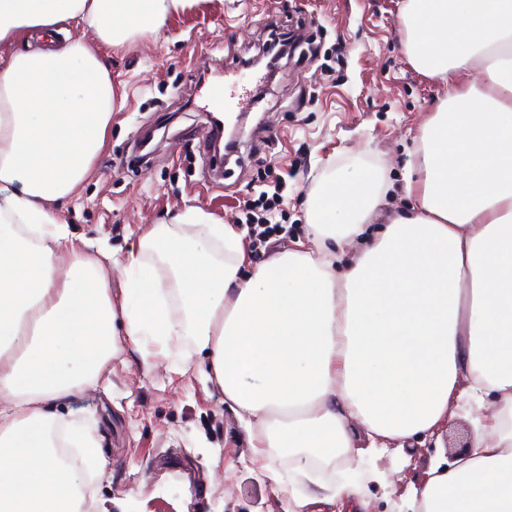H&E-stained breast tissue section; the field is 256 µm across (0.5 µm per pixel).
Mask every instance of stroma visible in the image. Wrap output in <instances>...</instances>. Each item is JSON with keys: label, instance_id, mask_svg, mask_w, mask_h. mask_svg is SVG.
Instances as JSON below:
<instances>
[{"label": "stroma", "instance_id": "stroma-1", "mask_svg": "<svg viewBox=\"0 0 512 512\" xmlns=\"http://www.w3.org/2000/svg\"><path fill=\"white\" fill-rule=\"evenodd\" d=\"M402 0H201L159 33L103 48L124 105L112 114L105 148L79 196L63 206L76 242L111 258L119 284L126 257L145 227L199 207L244 226L245 201L283 180V229L252 264L311 237L307 202L334 174L355 168L387 189V206L360 239L345 245L348 263L407 209L405 165L441 86L408 63L400 24ZM301 32V47L255 91L243 112L236 151L223 173L210 168L215 134L204 108L208 87L225 71L249 72L270 25ZM276 130L268 139L266 129ZM191 344L173 337L170 354L144 370L140 354L120 343L106 370L75 400L54 408L56 427L81 426L99 443L90 467V512H286L299 476L273 483L250 460L237 415L224 403L207 363L179 355ZM479 407L458 400L434 436L365 453L356 477L324 472L331 483L353 479L369 512H403L414 485L438 453L452 458L451 434L470 432Z\"/></svg>", "mask_w": 512, "mask_h": 512}]
</instances>
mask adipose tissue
Here are the masks:
<instances>
[{
    "label": "adipose tissue",
    "instance_id": "ef3b65f1",
    "mask_svg": "<svg viewBox=\"0 0 512 512\" xmlns=\"http://www.w3.org/2000/svg\"><path fill=\"white\" fill-rule=\"evenodd\" d=\"M199 0H0V512H80L56 455L53 407L95 380L127 339L143 367L188 336L242 422L253 462L287 449L305 477L290 512L355 494L314 460L434 434L460 396L469 448L436 459L407 512H512V0H405L410 64L442 86L407 167L411 209L352 262L336 249L385 203L362 171L308 202L314 239L251 267L242 233L200 208L154 224L108 268L74 247L58 206L104 147L116 87L100 49L159 32ZM63 42H56V35Z\"/></svg>",
    "mask_w": 512,
    "mask_h": 512
}]
</instances>
